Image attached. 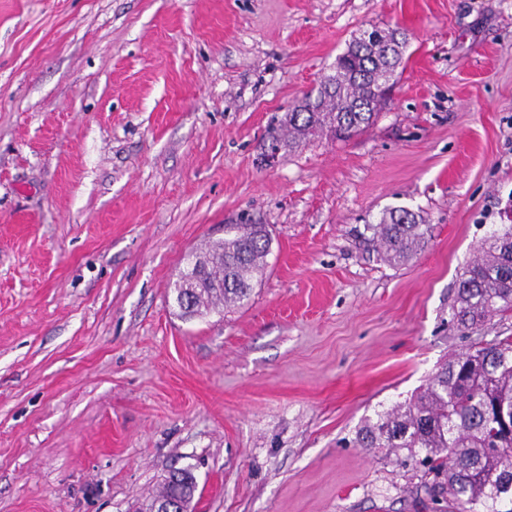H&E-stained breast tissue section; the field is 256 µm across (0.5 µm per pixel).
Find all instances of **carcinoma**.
Returning a JSON list of instances; mask_svg holds the SVG:
<instances>
[{"label":"carcinoma","mask_w":512,"mask_h":512,"mask_svg":"<svg viewBox=\"0 0 512 512\" xmlns=\"http://www.w3.org/2000/svg\"><path fill=\"white\" fill-rule=\"evenodd\" d=\"M394 30L373 31L353 39L336 57L334 74L316 93H308L293 110L274 121L268 139L285 147L327 135L344 141L349 130L361 132L374 122L384 77L402 62L406 41L393 47ZM384 260L404 265L420 251L431 226L404 207L366 225ZM271 238L263 224L241 218L224 225V239L196 253L200 267L181 271L173 289H193L190 304L179 310L185 320L229 303L248 299L262 277ZM512 309V226L484 240L460 275L453 320L474 330L494 314ZM512 336L495 338L477 349L444 361L413 401L400 403L368 419L356 432L360 448L407 451L406 459L423 468L421 488L432 512H500L497 503L512 500ZM189 468H174L157 498L181 500L196 490Z\"/></svg>","instance_id":"cac0c4a2"}]
</instances>
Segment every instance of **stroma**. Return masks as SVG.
I'll list each match as a JSON object with an SVG mask.
<instances>
[{
  "label": "stroma",
  "mask_w": 512,
  "mask_h": 512,
  "mask_svg": "<svg viewBox=\"0 0 512 512\" xmlns=\"http://www.w3.org/2000/svg\"><path fill=\"white\" fill-rule=\"evenodd\" d=\"M406 32L389 102L346 141L260 163L351 40ZM404 206L408 264L364 236ZM512 210V0H0V512H422L421 474L353 445L449 355ZM246 213L268 267L184 320L189 252ZM196 485V477L190 468L171 469L165 477L163 485L161 486L156 498L149 505L148 510L153 507V503L156 499L182 500L183 502L185 501V508H189V505L192 502L191 492H196ZM186 489L190 491L188 494L190 498L188 500H184L183 498Z\"/></svg>",
  "instance_id": "obj_1"
}]
</instances>
